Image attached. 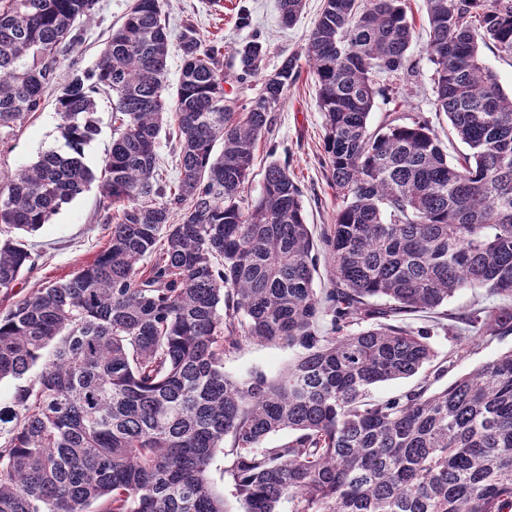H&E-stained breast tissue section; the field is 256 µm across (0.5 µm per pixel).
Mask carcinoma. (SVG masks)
Listing matches in <instances>:
<instances>
[{
	"label": "carcinoma",
	"instance_id": "1",
	"mask_svg": "<svg viewBox=\"0 0 512 512\" xmlns=\"http://www.w3.org/2000/svg\"><path fill=\"white\" fill-rule=\"evenodd\" d=\"M97 2L0 0V128L42 110ZM303 7L279 0L281 23ZM426 14L435 111L469 148L453 161L420 112L369 129L377 79L413 71L402 0H324L307 39L341 199L321 236L334 281L320 294L287 164L270 162L259 196L243 198L271 112L301 76L296 57L263 76L266 41L235 48L232 79L262 76L240 103L224 89L222 45L191 22L173 34L161 0H133L96 65L68 72L56 101L67 150L0 187V290L35 266L20 233L95 180L84 149L102 92L116 124L101 184L109 239L72 278L0 315V381L13 382L0 405V512H231L210 478L218 456L242 512H512V349L438 391L424 377L369 400L433 367L436 326L512 335V94L480 54L512 58V0H426ZM169 126L174 186L156 174ZM478 289L500 302L406 324ZM243 339L294 356L277 375L235 379L224 355ZM421 377L422 376L420 375L408 379H399L381 383L371 390V395L376 399H386L400 395L416 385L420 381Z\"/></svg>",
	"mask_w": 512,
	"mask_h": 512
}]
</instances>
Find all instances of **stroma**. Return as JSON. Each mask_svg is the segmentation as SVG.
<instances>
[{
	"mask_svg": "<svg viewBox=\"0 0 512 512\" xmlns=\"http://www.w3.org/2000/svg\"><path fill=\"white\" fill-rule=\"evenodd\" d=\"M407 16L413 23L411 61L413 73L389 82H379L376 104L370 116L371 126L383 124L387 115L423 113L431 121L449 156L464 152L465 146L450 132L447 117L433 108L431 95L432 66L426 54L429 39L425 0H405ZM131 0H98L94 19L80 30V42L63 57L64 64L89 69L100 53L113 27L119 26ZM323 0H305V7L294 27L280 24L278 0H164L163 12L172 30H179L184 21H192L205 41L224 45V71L233 73V52L252 34H259L268 45L264 61L265 72H273L290 55L303 56L306 38L315 26ZM248 9L251 24L238 25L239 9ZM58 87L45 94L42 111L31 115L22 125L0 129V176L7 177L36 162L50 150H63L60 133L61 118L55 110ZM317 87L313 77L302 74L288 88L283 103L272 114L269 135L262 138L243 196L255 199L263 182L269 159L286 163L304 190V213L314 237L334 224L340 201L328 180L324 152V117L317 103ZM95 119L100 133L85 148V162L94 174H101L103 160L112 145V100L101 95L96 99ZM103 198L97 185L89 188L64 205L49 224L29 235L38 258L33 270L23 273L8 293L0 292V313L5 312L19 296L42 285L70 278L76 271L92 262L105 246L108 230L104 222ZM431 342L439 356H452L445 377L437 380L444 387L474 367L496 355L512 349V335L485 342L477 340L473 350L460 351L455 340L443 330H435ZM293 353L279 342H242L226 353L225 374L243 379L256 371L267 375L279 373L291 360Z\"/></svg>",
	"mask_w": 512,
	"mask_h": 512,
	"instance_id": "stroma-1",
	"label": "stroma"
}]
</instances>
